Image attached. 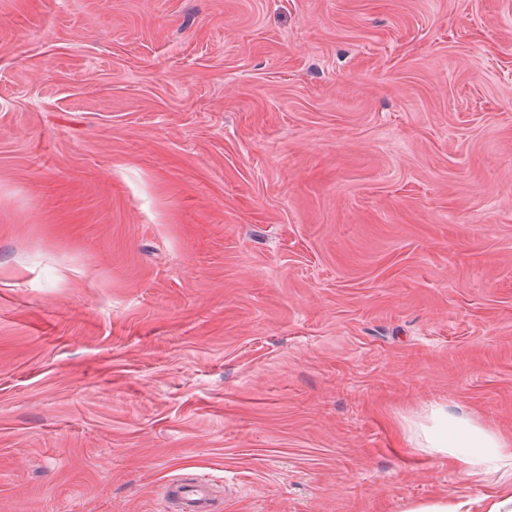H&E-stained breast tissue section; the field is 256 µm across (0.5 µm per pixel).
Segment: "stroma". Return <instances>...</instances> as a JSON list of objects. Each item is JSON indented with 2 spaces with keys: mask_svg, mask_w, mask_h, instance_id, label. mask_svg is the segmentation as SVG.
Listing matches in <instances>:
<instances>
[{
  "mask_svg": "<svg viewBox=\"0 0 512 512\" xmlns=\"http://www.w3.org/2000/svg\"><path fill=\"white\" fill-rule=\"evenodd\" d=\"M512 436V0H0V512H401ZM408 430L418 448L448 456L462 464L469 477L488 481L491 488L477 498L440 496L409 502L402 512L512 511V438L450 412L448 404L431 405L423 421L411 422ZM165 497L173 505V512L216 511L213 485L203 478L175 479L166 486Z\"/></svg>",
  "mask_w": 512,
  "mask_h": 512,
  "instance_id": "stroma-1",
  "label": "stroma"
}]
</instances>
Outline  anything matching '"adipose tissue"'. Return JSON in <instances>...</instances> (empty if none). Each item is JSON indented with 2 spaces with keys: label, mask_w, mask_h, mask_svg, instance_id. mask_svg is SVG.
I'll return each mask as SVG.
<instances>
[{
  "label": "adipose tissue",
  "mask_w": 512,
  "mask_h": 512,
  "mask_svg": "<svg viewBox=\"0 0 512 512\" xmlns=\"http://www.w3.org/2000/svg\"><path fill=\"white\" fill-rule=\"evenodd\" d=\"M408 430L417 447L463 465L469 477L488 482L490 489L477 498L410 502L402 512H512V438L452 413L444 404L431 405Z\"/></svg>",
  "instance_id": "obj_1"
}]
</instances>
